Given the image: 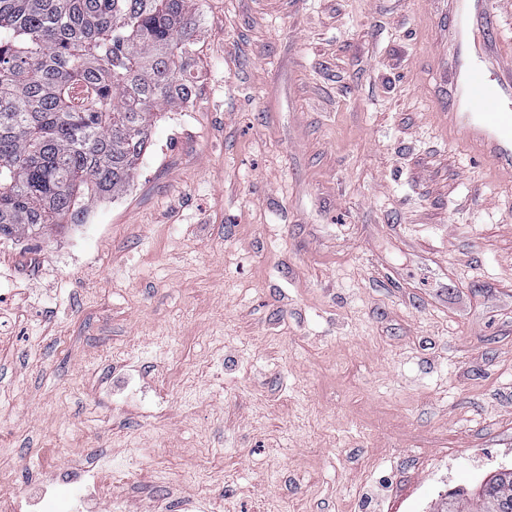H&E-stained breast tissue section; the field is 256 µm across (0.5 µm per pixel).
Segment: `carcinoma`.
Returning a JSON list of instances; mask_svg holds the SVG:
<instances>
[{
  "label": "carcinoma",
  "instance_id": "carcinoma-1",
  "mask_svg": "<svg viewBox=\"0 0 512 512\" xmlns=\"http://www.w3.org/2000/svg\"><path fill=\"white\" fill-rule=\"evenodd\" d=\"M196 0H0V238L79 224L131 186L157 113L195 94ZM480 489L434 512H512Z\"/></svg>",
  "mask_w": 512,
  "mask_h": 512
}]
</instances>
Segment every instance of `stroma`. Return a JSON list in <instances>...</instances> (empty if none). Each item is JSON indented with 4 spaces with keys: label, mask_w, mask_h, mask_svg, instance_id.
<instances>
[{
    "label": "stroma",
    "mask_w": 512,
    "mask_h": 512,
    "mask_svg": "<svg viewBox=\"0 0 512 512\" xmlns=\"http://www.w3.org/2000/svg\"><path fill=\"white\" fill-rule=\"evenodd\" d=\"M189 104L0 239V494L432 512L512 469V189L434 126L423 0H198ZM126 468L119 465H111L107 460L98 459L95 468H74L64 470L54 477L56 484L60 486H70L78 481L84 480V484H89L93 480L95 487L100 473H107L112 479V483L121 481L126 473Z\"/></svg>",
    "instance_id": "1"
}]
</instances>
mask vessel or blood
<instances>
[{
	"label": "vessel or blood",
	"mask_w": 512,
	"mask_h": 512,
	"mask_svg": "<svg viewBox=\"0 0 512 512\" xmlns=\"http://www.w3.org/2000/svg\"><path fill=\"white\" fill-rule=\"evenodd\" d=\"M497 0H450L439 23L437 124L489 180L512 184V41L500 38Z\"/></svg>",
	"instance_id": "vessel-or-blood-1"
}]
</instances>
